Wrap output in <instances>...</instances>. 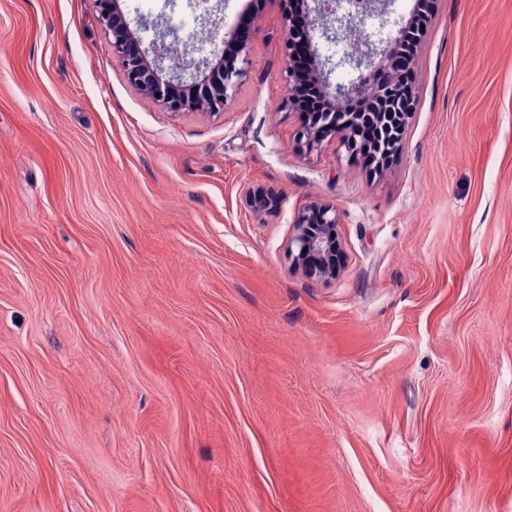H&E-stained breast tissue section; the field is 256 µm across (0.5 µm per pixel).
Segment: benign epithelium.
Returning <instances> with one entry per match:
<instances>
[{"label":"benign epithelium","instance_id":"7a95c632","mask_svg":"<svg viewBox=\"0 0 512 512\" xmlns=\"http://www.w3.org/2000/svg\"><path fill=\"white\" fill-rule=\"evenodd\" d=\"M313 12L336 24L332 28L336 39L347 38L352 33L350 15L343 12V0H313ZM96 22L101 31L112 42V52L123 69L128 82L142 95L154 101L164 110L178 115L184 112L218 114L234 98L246 81L248 56L251 44L228 31L224 33V49L197 59L194 49L186 45L178 50L176 45L161 36L150 50L141 48L137 28L131 26L118 0H96ZM407 27L399 28L396 36L374 43L361 36L354 43L353 51L343 57V62L372 72V78L362 77L349 85L329 81L330 59L320 54L314 42L313 32L304 36L310 55L313 77L321 87L323 102L317 113V123L300 122L295 137L305 150L312 152L324 141L339 139L348 158L357 156L360 144L355 137V128L363 120L376 125L388 126L393 109L383 112L352 110V103L370 99L374 94L372 82L382 70H391L402 45ZM180 53L181 63L176 69L166 70L162 62L174 53ZM296 47L294 34L285 28L283 75L289 84H294ZM246 204L257 215L270 210L264 192L258 188L244 190ZM340 215L336 207L321 201L304 205L295 214L293 230L288 244V256L294 267L305 272L310 279L327 280L336 277L339 263V239L337 227Z\"/></svg>","mask_w":512,"mask_h":512}]
</instances>
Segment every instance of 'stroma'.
Listing matches in <instances>:
<instances>
[{"label": "stroma", "instance_id": "obj_1", "mask_svg": "<svg viewBox=\"0 0 512 512\" xmlns=\"http://www.w3.org/2000/svg\"><path fill=\"white\" fill-rule=\"evenodd\" d=\"M285 2L122 0L146 43L250 23L224 111L174 116L93 0H0V512H512V0H434L376 175L298 148ZM285 37H284V68L283 75L290 85L294 84L296 47L294 44V34L288 25V16L285 19ZM292 224L288 256L293 266L302 269L309 279L335 278L340 247V215L336 207L321 201L309 202L298 210Z\"/></svg>", "mask_w": 512, "mask_h": 512}]
</instances>
